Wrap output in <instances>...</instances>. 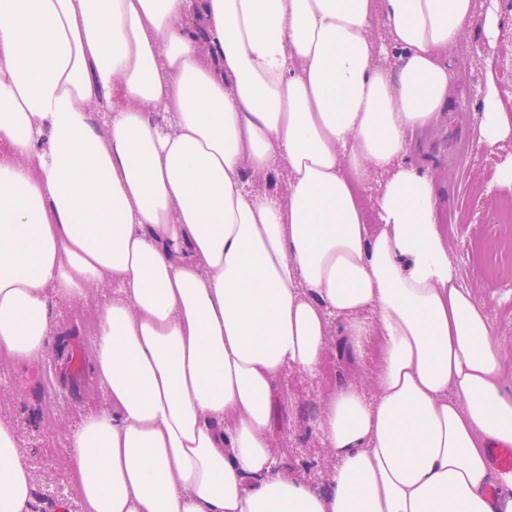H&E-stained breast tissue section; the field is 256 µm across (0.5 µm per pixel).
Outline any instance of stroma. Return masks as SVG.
Segmentation results:
<instances>
[{
	"instance_id": "stroma-1",
	"label": "stroma",
	"mask_w": 512,
	"mask_h": 512,
	"mask_svg": "<svg viewBox=\"0 0 512 512\" xmlns=\"http://www.w3.org/2000/svg\"><path fill=\"white\" fill-rule=\"evenodd\" d=\"M497 6V40L486 43L474 30L464 34L452 59L450 104L427 127L408 132L407 150L434 180L437 221L457 219L446 230L449 257L464 286L492 315L494 337L504 353L502 379L512 393V223L501 219L504 207L512 202V182L499 178L502 165L512 161V137L491 149L476 142L484 97H498L503 110L512 115V0H497ZM111 292L110 286L101 285L88 302L50 296L45 358L0 368V417L14 425L19 449L31 466L32 512H53L55 501L63 496L72 506L80 504L70 437L85 416L109 409L110 402L95 370L73 378L66 359L75 345L93 347L84 314ZM379 353V346L370 343L350 360L334 342L317 377L287 369L276 379L273 441L285 472L305 475L317 489H326L335 460L316 430L323 397L329 387L352 381L367 399H374Z\"/></svg>"
}]
</instances>
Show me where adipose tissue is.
<instances>
[{
    "label": "adipose tissue",
    "mask_w": 512,
    "mask_h": 512,
    "mask_svg": "<svg viewBox=\"0 0 512 512\" xmlns=\"http://www.w3.org/2000/svg\"><path fill=\"white\" fill-rule=\"evenodd\" d=\"M475 26L494 40L496 6L0 0V347L40 360L48 293L113 286L94 329L112 409L71 440L83 512H512V474L486 493L489 441L512 444L502 350L404 138L446 106ZM276 164L285 200L247 190ZM335 331L351 356L386 344L375 401L346 382L323 402L322 491L275 469L271 409ZM33 490L0 420V512Z\"/></svg>",
    "instance_id": "adipose-tissue-1"
}]
</instances>
